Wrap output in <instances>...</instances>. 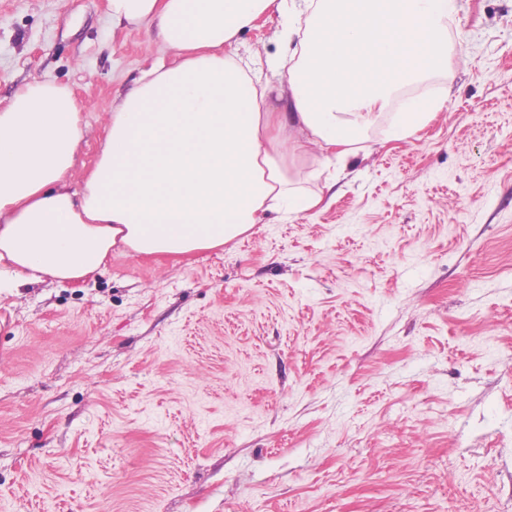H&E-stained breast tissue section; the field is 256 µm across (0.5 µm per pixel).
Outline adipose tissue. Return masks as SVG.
<instances>
[{"label":"adipose tissue","mask_w":512,"mask_h":512,"mask_svg":"<svg viewBox=\"0 0 512 512\" xmlns=\"http://www.w3.org/2000/svg\"><path fill=\"white\" fill-rule=\"evenodd\" d=\"M113 26L154 23L174 64L113 108L95 168L72 190L83 138L70 91L37 83L0 109V295L101 271L114 248L173 261L318 207L289 160L340 172L396 87L448 61L458 0H109ZM278 17L283 84L226 54ZM445 99L412 98L385 131H422Z\"/></svg>","instance_id":"ef3b65f1"}]
</instances>
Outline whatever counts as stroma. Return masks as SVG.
<instances>
[{
  "mask_svg": "<svg viewBox=\"0 0 512 512\" xmlns=\"http://www.w3.org/2000/svg\"><path fill=\"white\" fill-rule=\"evenodd\" d=\"M459 4L445 108L377 119L327 205L0 296V512H512V0ZM172 61L108 0H0V106L72 93L73 188ZM447 96L438 99L411 98L401 112L395 114L385 130V140L396 142L414 137L422 131L441 111Z\"/></svg>",
  "mask_w": 512,
  "mask_h": 512,
  "instance_id": "obj_1",
  "label": "stroma"
}]
</instances>
